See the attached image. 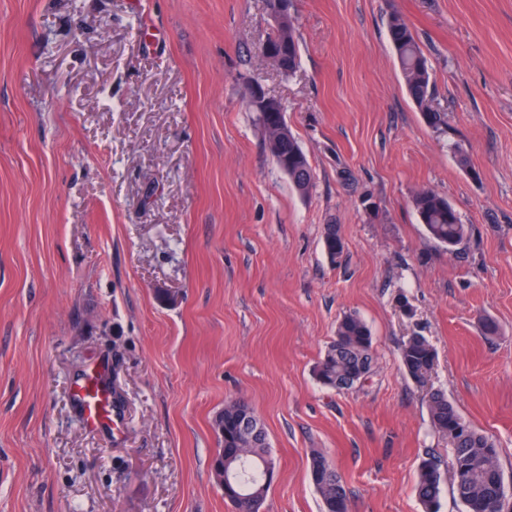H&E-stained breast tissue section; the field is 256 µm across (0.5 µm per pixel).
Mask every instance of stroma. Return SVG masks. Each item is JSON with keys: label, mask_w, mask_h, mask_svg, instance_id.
I'll use <instances>...</instances> for the list:
<instances>
[{"label": "stroma", "mask_w": 512, "mask_h": 512, "mask_svg": "<svg viewBox=\"0 0 512 512\" xmlns=\"http://www.w3.org/2000/svg\"><path fill=\"white\" fill-rule=\"evenodd\" d=\"M290 11L288 76L259 53L268 0H0V512H235L211 465L214 418L239 397L277 460L266 512H320L316 450L349 512H422L429 454L440 512H462L437 390L512 478V0ZM395 13L440 127L406 93ZM258 86L308 157L307 194L265 147ZM420 188L471 225L462 254L427 235ZM349 312L376 362L339 392L314 368ZM417 332L436 352L422 383L399 357ZM95 361L120 419L91 431L71 385ZM388 37L394 49L407 94L422 110L425 121L432 127L445 123V114L431 108V77L428 61L413 31L399 14H393L388 24ZM443 475L434 457H426L418 467L415 492L423 512H440Z\"/></svg>", "instance_id": "1"}]
</instances>
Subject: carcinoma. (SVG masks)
<instances>
[{
    "instance_id": "1",
    "label": "carcinoma",
    "mask_w": 512,
    "mask_h": 512,
    "mask_svg": "<svg viewBox=\"0 0 512 512\" xmlns=\"http://www.w3.org/2000/svg\"><path fill=\"white\" fill-rule=\"evenodd\" d=\"M388 37L394 49L407 94L422 110L432 127L445 123V114L431 108V77L428 61L413 31L399 14L391 16ZM282 52L276 69L292 74L299 64V45L291 15L282 18L267 40ZM248 105L257 113L264 142L274 162L294 189L308 193L313 182L310 162L293 134L271 140V127L285 122L280 102L259 93L250 96ZM414 208L428 236L454 252L466 243L471 229L462 223L459 213L448 199L431 189H421L413 196ZM323 247L334 262L342 255L344 243L336 225L328 224ZM400 361L407 375L422 383L431 373L435 352L420 333L407 338L400 349ZM373 336L361 317L344 315L336 325L335 338L314 370L316 380L337 391L349 389L365 381L374 368ZM433 429L439 433H455L453 440V492L465 512H486L485 503L495 498L506 505L507 491L494 441L476 429L457 410L448 397L436 391L428 400ZM216 435H224V470L233 483L224 486V496L237 512H258L266 506L270 482L266 481L262 460L270 453L268 435L254 412L242 400H228L214 420ZM310 476L320 497L322 512H348V496L336 468L320 452L311 456ZM443 475L433 457L423 459L418 467L415 492L422 512H440Z\"/></svg>"
}]
</instances>
